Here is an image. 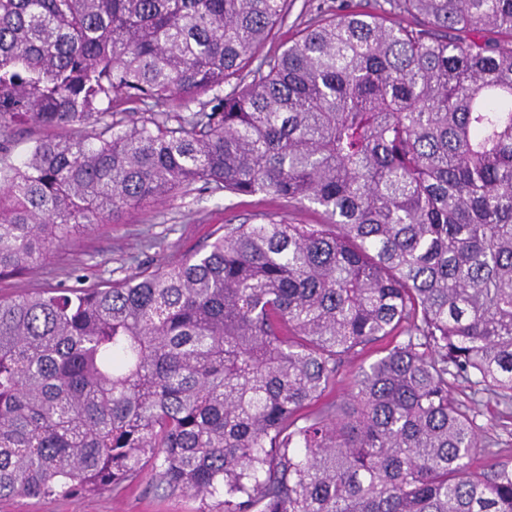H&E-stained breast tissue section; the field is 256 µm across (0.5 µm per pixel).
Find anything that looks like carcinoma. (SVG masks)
I'll return each mask as SVG.
<instances>
[{"label":"carcinoma","mask_w":512,"mask_h":512,"mask_svg":"<svg viewBox=\"0 0 512 512\" xmlns=\"http://www.w3.org/2000/svg\"><path fill=\"white\" fill-rule=\"evenodd\" d=\"M288 10L0 0V277L198 183L322 215L0 297V499L149 473L200 512H512V466L472 468L478 396L512 409V0H375L260 54ZM377 355H379V353L376 351V348H373L368 353L359 355L349 360L340 371L335 389L326 399L328 401H336L339 403L340 400L344 398L347 393H349L354 381V377L359 371V367H367L378 357Z\"/></svg>","instance_id":"1"}]
</instances>
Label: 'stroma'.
Wrapping results in <instances>:
<instances>
[{"mask_svg": "<svg viewBox=\"0 0 512 512\" xmlns=\"http://www.w3.org/2000/svg\"><path fill=\"white\" fill-rule=\"evenodd\" d=\"M372 10L373 0H293L288 17L266 51L284 50L298 29L314 23L319 10ZM267 212L296 224H314L313 210L271 197L231 196L198 185L166 202L129 209L72 237L53 250L30 273L0 280L8 297L37 289L109 285L143 270L202 249L225 224H251ZM484 440L498 442L502 459L512 460V415L503 414L493 397L483 399L477 419ZM199 500L156 487L142 476L117 494L82 495L68 499L16 496L0 500V512H199Z\"/></svg>", "mask_w": 512, "mask_h": 512, "instance_id": "stroma-1", "label": "stroma"}]
</instances>
